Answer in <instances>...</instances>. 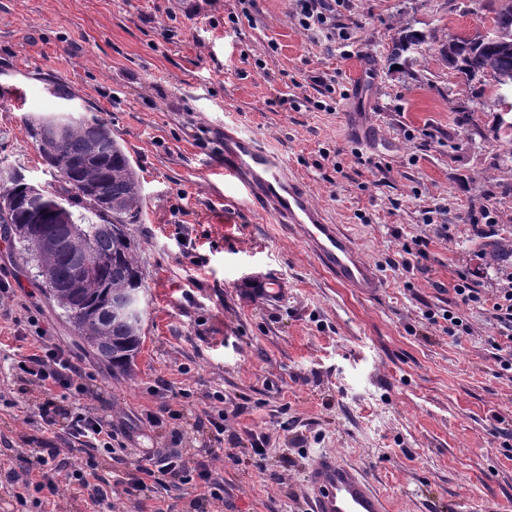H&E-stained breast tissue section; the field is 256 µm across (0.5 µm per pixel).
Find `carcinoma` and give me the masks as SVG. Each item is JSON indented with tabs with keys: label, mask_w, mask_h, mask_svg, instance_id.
Returning <instances> with one entry per match:
<instances>
[{
	"label": "carcinoma",
	"mask_w": 512,
	"mask_h": 512,
	"mask_svg": "<svg viewBox=\"0 0 512 512\" xmlns=\"http://www.w3.org/2000/svg\"><path fill=\"white\" fill-rule=\"evenodd\" d=\"M491 28L498 32L493 41L481 33L448 36L442 45L448 69L469 82L495 83L500 75L512 76V0H501L491 17ZM424 43L421 34L407 33L396 42L395 53L420 54ZM68 123L69 135L60 142L53 140L50 129L30 127L45 162L56 173L57 185L45 191L46 201L40 204L31 197L24 176L14 173L4 187L12 199L8 221L21 243L29 244L35 237L52 242L50 249L33 252L41 276L50 272L56 277L50 299L86 344L112 364V372L124 375L132 369L143 336V320L123 311L128 298L145 288L136 246L128 232V225L140 222L141 184L123 146L103 119L92 115ZM495 138L498 160L512 161L511 112L497 116ZM102 196L112 200V208L97 207ZM65 198L79 208L75 216L93 236L89 252L81 240L66 234L58 221L39 215V208H49ZM484 256L488 265L511 264L512 241L491 243ZM70 268L85 270L82 287L73 288L63 280Z\"/></svg>",
	"instance_id": "1"
}]
</instances>
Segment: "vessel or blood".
<instances>
[{"instance_id": "b4317fda", "label": "vessel or blood", "mask_w": 512, "mask_h": 512, "mask_svg": "<svg viewBox=\"0 0 512 512\" xmlns=\"http://www.w3.org/2000/svg\"><path fill=\"white\" fill-rule=\"evenodd\" d=\"M224 174L251 197L262 200L278 223L298 229L320 265L361 297L376 296L382 280L351 237L313 205L306 184L288 175L284 163L251 136L224 127ZM308 512H389L387 500L352 465L318 456L305 481Z\"/></svg>"}]
</instances>
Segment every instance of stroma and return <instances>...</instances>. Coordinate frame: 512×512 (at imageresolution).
I'll return each mask as SVG.
<instances>
[{
	"label": "stroma",
	"instance_id": "stroma-1",
	"mask_svg": "<svg viewBox=\"0 0 512 512\" xmlns=\"http://www.w3.org/2000/svg\"><path fill=\"white\" fill-rule=\"evenodd\" d=\"M498 6L344 0V57L299 27L293 0H255L248 20L239 0L187 10L178 0H0V89L11 93L0 101V169L53 185L27 123L67 107L103 118L142 186V221L129 233L148 290L141 350L129 374H114L0 223V512H306L307 468L321 453L365 474L390 512H512V379L498 376L488 343L497 327L471 307V332L455 341L425 319L455 308L459 269L478 270L486 289L500 282L470 213L489 209L512 233V165L495 163L499 92L463 81L441 54L448 36L486 30ZM412 30L428 37L422 55L391 63ZM467 115L486 141H471ZM226 125L308 184L380 272L377 296L336 284L225 179ZM437 204L448 209L444 240L425 222ZM416 235L429 238V258L408 272L398 244ZM267 274L287 280L282 302L249 290ZM42 333L85 370L82 394L58 387L55 403L125 437L92 456L98 477L76 492L67 483L90 456L57 416L62 466L50 476L60 492H29L22 505L8 466L41 451L43 395L17 363ZM165 404L171 415L152 425L148 413ZM218 404L223 433L194 426ZM145 448L181 455L188 482L130 494ZM228 451L239 464L225 463ZM203 466L218 496L202 503ZM99 492L105 502L92 506Z\"/></svg>",
	"mask_w": 512,
	"mask_h": 512
}]
</instances>
